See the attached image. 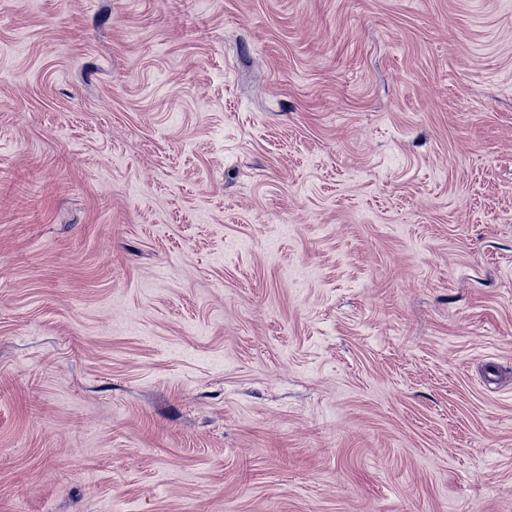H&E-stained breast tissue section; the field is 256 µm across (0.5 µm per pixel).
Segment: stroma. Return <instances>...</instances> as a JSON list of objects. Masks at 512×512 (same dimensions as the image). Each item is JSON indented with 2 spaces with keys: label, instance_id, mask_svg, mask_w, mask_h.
Here are the masks:
<instances>
[{
  "label": "stroma",
  "instance_id": "35a3bbf8",
  "mask_svg": "<svg viewBox=\"0 0 512 512\" xmlns=\"http://www.w3.org/2000/svg\"><path fill=\"white\" fill-rule=\"evenodd\" d=\"M0 512H512V0H0Z\"/></svg>",
  "mask_w": 512,
  "mask_h": 512
}]
</instances>
